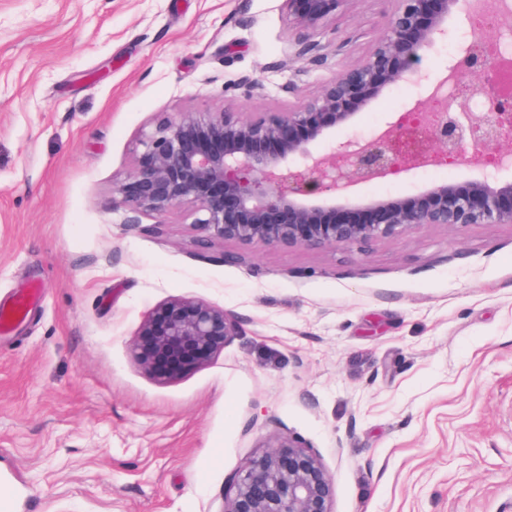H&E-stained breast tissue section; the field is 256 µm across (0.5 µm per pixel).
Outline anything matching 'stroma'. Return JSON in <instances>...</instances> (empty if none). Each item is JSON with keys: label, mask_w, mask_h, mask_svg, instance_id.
Returning <instances> with one entry per match:
<instances>
[{"label": "stroma", "mask_w": 512, "mask_h": 512, "mask_svg": "<svg viewBox=\"0 0 512 512\" xmlns=\"http://www.w3.org/2000/svg\"><path fill=\"white\" fill-rule=\"evenodd\" d=\"M390 8L354 0L337 26L367 40L298 76L279 0H0V307L41 290L0 333V512H221L283 433L332 475V512H512V224L202 249L190 208L133 225L113 196L160 119L285 107L360 59ZM421 95L395 86L335 140ZM472 176L412 168L357 195ZM181 296L239 334L162 383L130 342Z\"/></svg>", "instance_id": "35a3bbf8"}]
</instances>
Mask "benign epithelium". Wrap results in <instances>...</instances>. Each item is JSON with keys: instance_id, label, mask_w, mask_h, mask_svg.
Returning <instances> with one entry per match:
<instances>
[{"instance_id": "7a95c632", "label": "benign epithelium", "mask_w": 512, "mask_h": 512, "mask_svg": "<svg viewBox=\"0 0 512 512\" xmlns=\"http://www.w3.org/2000/svg\"><path fill=\"white\" fill-rule=\"evenodd\" d=\"M355 0H281L298 41L337 32L336 18ZM383 31L365 55L277 112L245 116L226 109L161 119L143 142L127 178L114 186L132 213L187 206L202 247L212 240L320 249L399 237L427 225L512 224V94L502 92L497 58L464 44L432 93L416 100L369 140L315 146L353 122L392 86L416 78L425 51L448 36L452 16L488 31L473 0H389ZM474 77L490 99L478 112L462 78ZM472 145L475 153H467ZM442 162L474 166L480 176L438 183L413 197L355 202L351 187L407 168ZM239 333L236 319L209 302L172 297L148 314L131 342L138 366L159 381L211 363ZM224 512H332V475L290 434L277 436L232 480Z\"/></svg>"}]
</instances>
